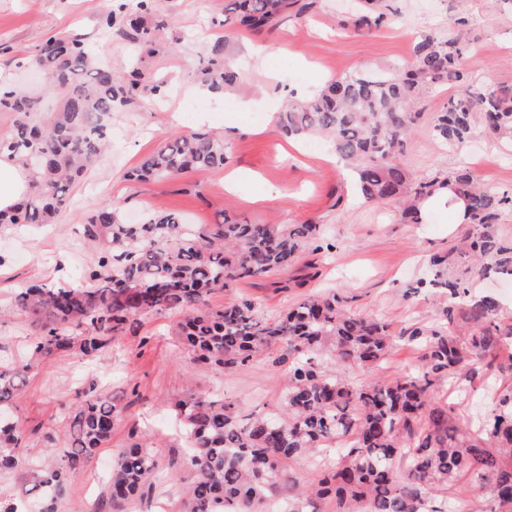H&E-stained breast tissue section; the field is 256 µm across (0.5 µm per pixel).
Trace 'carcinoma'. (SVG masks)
I'll list each match as a JSON object with an SVG mask.
<instances>
[{"label":"carcinoma","mask_w":512,"mask_h":512,"mask_svg":"<svg viewBox=\"0 0 512 512\" xmlns=\"http://www.w3.org/2000/svg\"><path fill=\"white\" fill-rule=\"evenodd\" d=\"M349 19L374 30L385 22L384 0H365ZM294 0H228L223 25L259 31L278 21ZM163 23L151 26L142 14L128 15L121 33L151 48L160 44ZM468 43L463 34H426L414 47L406 70L377 68L344 74L312 95L290 99L278 113L279 133L325 137L332 153L356 176L360 195L370 202H395L419 223L417 201L446 186L465 202L469 225L460 243L434 255L439 268L433 286L448 293L447 329L415 328L407 339L424 348L419 369L355 385L345 366L370 368L390 354L394 339L379 322L351 313L339 296L306 297L287 313L265 317L251 300L215 307L210 295L232 282L261 285L288 272L305 246L322 244L318 224H244L228 216L216 224H189L175 212H151L126 223L120 207L93 213L84 239L97 246L96 263L82 284L31 283L15 296L16 306L34 317V354L73 351L92 359L112 341L134 330L144 316L179 312L178 324L196 359L215 369H240L272 351L285 365L287 392L275 408L242 423L236 404L208 394L173 403L188 442L184 461L192 481L183 512H263L270 497L285 499L291 512H450L448 491L461 478L487 489L489 512H512V385L502 390L479 428L497 444L484 448L461 431L448 410L435 402L443 381L459 392L477 377L512 373L498 361L501 343L512 340V324L501 325L496 298L469 297L461 278L445 276L460 264L477 276L512 277V241L500 236L498 221L512 208V195L478 183L466 167L441 175L413 177L404 163L407 139L423 116V99L439 86L455 89L445 110L433 119L436 139L461 148L475 130L512 144V88L468 81ZM35 67L57 100L52 112L20 85L0 86V112L13 115V129L0 138V154L27 172L29 192L0 210V226L53 224L69 205L76 179L102 160L112 137V112L139 97L146 77L131 71L120 78L77 37L44 38L34 54L18 63ZM224 41L210 50L199 72L208 89L221 93L242 83ZM228 144L210 133L173 135L148 155L131 177L172 179L194 170L224 167ZM469 334L451 331L459 315ZM31 364L0 370V471L19 464L21 434L7 414ZM119 414L112 397L74 406L73 422L47 436L69 449L67 465L52 472L30 469L25 484L41 497L42 512H57L66 484L95 450L112 438ZM330 456L332 463L314 485H302L289 463ZM158 469L148 443L123 448L112 466V512L147 497Z\"/></svg>","instance_id":"cac0c4a2"}]
</instances>
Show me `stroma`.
<instances>
[{
    "label": "stroma",
    "mask_w": 512,
    "mask_h": 512,
    "mask_svg": "<svg viewBox=\"0 0 512 512\" xmlns=\"http://www.w3.org/2000/svg\"><path fill=\"white\" fill-rule=\"evenodd\" d=\"M225 0H151L146 22L166 20L162 44L149 51L118 31L104 30L107 9L127 13L138 0H0V80L41 88L30 70L15 68L49 35H81L103 54L116 74L139 70L150 82L162 83L161 95L144 93L118 108L113 116L112 145L104 160L72 185L70 206L52 225L0 227V367L29 364L24 383L10 402L23 439L20 465L0 473V494L23 500V512H39L40 501L26 496V465L46 470L61 467L63 449L48 447L47 434L63 427L75 402L85 397L112 396L119 405L112 440L97 449L66 486L57 512H82L88 505L106 506L108 476L117 453L146 433L155 443L162 478L150 500H133L125 512H180L191 482L183 461L185 444L176 433L172 400L191 393H212L234 400L246 416L280 400L287 388L283 367L265 358L243 370H216L196 362L181 347L177 314L142 319L137 333L119 338L96 360L57 353L34 358L32 317L14 305V295L32 279L80 281L96 253L82 236L85 219L98 209L119 204L128 222L151 210L175 211L194 224H213L222 215L254 224H317L329 254L304 251L314 260L317 275L303 287L277 289L236 283L211 297L215 306L232 299H251L269 317L285 313L308 295L333 290L356 313L389 325L393 334L444 324L448 296L430 287L432 253L449 249L464 232L450 214L433 215L427 224L405 223L396 203H374L357 196L329 146L317 138L288 139L269 121L270 78L255 68L249 54L256 47L277 51L272 65L282 83L299 96L315 93L324 83L347 72L376 66L411 63L420 35L447 33L458 20L469 43L468 68L476 82L512 86V0H386L388 20L370 33L342 27L354 0H316L303 14L288 12L277 27L254 34L232 30L228 47L245 65L249 79L239 95L207 91L198 82V68L212 44L223 34L213 18L223 16ZM451 89L440 87L427 99V110L407 144L405 163L413 174L448 172L466 165L474 176L502 190L512 188V147L485 134L473 136L460 152L440 144L432 119L448 104ZM253 110L238 128L225 131L224 119L236 99ZM206 131L225 137L230 146L223 168L192 171L176 179L134 182L129 174L158 144L174 133ZM290 159H283V152ZM246 171L237 192L224 189L225 172ZM259 174L261 183L251 181ZM271 200L255 203L258 192ZM418 295L408 289L417 282ZM420 353L397 344L387 359L368 369H346V377L363 384L379 377L412 372ZM460 420L484 416L491 390L475 379L468 397L448 388L435 394Z\"/></svg>",
    "instance_id": "1"
}]
</instances>
